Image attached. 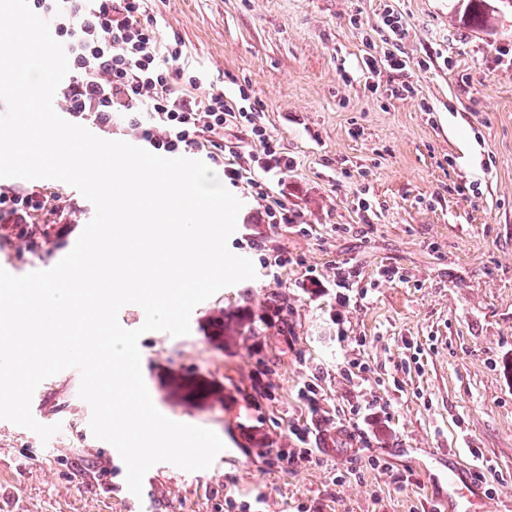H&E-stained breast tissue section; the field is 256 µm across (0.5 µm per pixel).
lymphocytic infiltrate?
<instances>
[{
  "label": "lymphocytic infiltrate",
  "instance_id": "lymphocytic-infiltrate-1",
  "mask_svg": "<svg viewBox=\"0 0 512 512\" xmlns=\"http://www.w3.org/2000/svg\"><path fill=\"white\" fill-rule=\"evenodd\" d=\"M31 9L48 21L55 40L68 56L69 72L55 97L78 125L112 133L113 115H123L126 127L149 149L164 156L206 153L222 166L231 186L248 183L257 197L267 200L265 214L272 224H297L302 215L286 201H268L261 180L249 177L250 167L224 159V132L244 131L258 144L252 167L263 173L286 174L293 165L278 142L258 122L259 101L247 91L238 99L224 92L206 99L192 91L205 80L202 71L183 66L180 39L161 36L145 0H28ZM60 193L0 188V231L29 239L37 217L64 234L71 214L59 207Z\"/></svg>",
  "mask_w": 512,
  "mask_h": 512
}]
</instances>
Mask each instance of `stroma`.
Instances as JSON below:
<instances>
[{
  "label": "stroma",
  "instance_id": "stroma-1",
  "mask_svg": "<svg viewBox=\"0 0 512 512\" xmlns=\"http://www.w3.org/2000/svg\"><path fill=\"white\" fill-rule=\"evenodd\" d=\"M461 4L147 0L205 71L197 98L243 87L261 103L293 160L268 200L302 221L266 223L267 200L239 185L228 246L256 279L199 304L188 335L139 340L157 410L224 442L210 468L156 464L134 495L67 369L32 398L38 422L65 426L52 442L0 420V512H226L228 494L264 496L265 512H447L450 497L455 512H512V12L472 31ZM389 10L411 62L399 75L383 64ZM63 198L76 208L67 233L0 237V268L47 270L72 250L95 208L69 185ZM273 293L286 323L267 328ZM175 377L219 396L186 404ZM298 428L319 449L289 469L278 454L305 450ZM452 466L465 473L453 489L438 479Z\"/></svg>",
  "mask_w": 512,
  "mask_h": 512
}]
</instances>
